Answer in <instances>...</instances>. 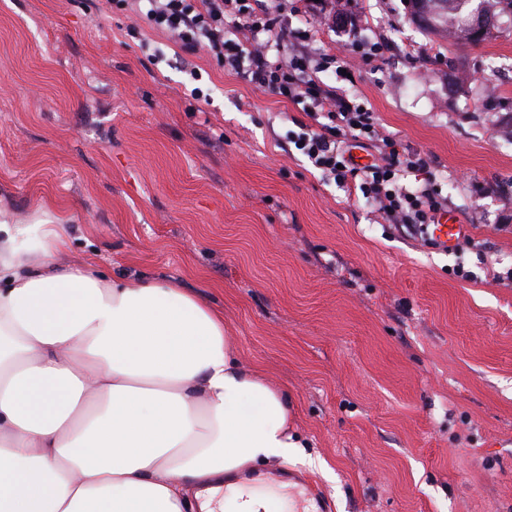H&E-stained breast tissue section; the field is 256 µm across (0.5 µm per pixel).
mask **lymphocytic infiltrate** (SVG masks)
<instances>
[{
    "label": "lymphocytic infiltrate",
    "mask_w": 512,
    "mask_h": 512,
    "mask_svg": "<svg viewBox=\"0 0 512 512\" xmlns=\"http://www.w3.org/2000/svg\"><path fill=\"white\" fill-rule=\"evenodd\" d=\"M141 15L169 32L183 50L206 49L217 64L243 75L253 86L305 102L309 120L291 137L295 149L348 194L375 202L390 223L423 230L446 208L435 178L425 174V157L381 137L375 113L366 103L321 85L317 74L323 62L297 51L270 59L271 46L285 35L269 12H256L250 0H145ZM228 16L243 31V39H225ZM369 146L376 150L373 162L355 163L353 149ZM419 172L424 181L408 188L405 178Z\"/></svg>",
    "instance_id": "1"
}]
</instances>
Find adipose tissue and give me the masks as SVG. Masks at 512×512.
Wrapping results in <instances>:
<instances>
[{"instance_id":"obj_1","label":"adipose tissue","mask_w":512,"mask_h":512,"mask_svg":"<svg viewBox=\"0 0 512 512\" xmlns=\"http://www.w3.org/2000/svg\"><path fill=\"white\" fill-rule=\"evenodd\" d=\"M64 225L0 224V512H283L286 391L169 278L63 260Z\"/></svg>"}]
</instances>
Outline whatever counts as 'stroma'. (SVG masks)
I'll use <instances>...</instances> for the list:
<instances>
[{
  "label": "stroma",
  "instance_id": "obj_1",
  "mask_svg": "<svg viewBox=\"0 0 512 512\" xmlns=\"http://www.w3.org/2000/svg\"><path fill=\"white\" fill-rule=\"evenodd\" d=\"M261 5L427 159L470 228L455 247L326 180L288 142L301 106L178 50L134 0H0V221L67 225L71 257L223 313L290 398L300 456L263 468L290 512H512V111L477 110L448 67L512 73V32L451 45L405 0Z\"/></svg>",
  "mask_w": 512,
  "mask_h": 512
}]
</instances>
